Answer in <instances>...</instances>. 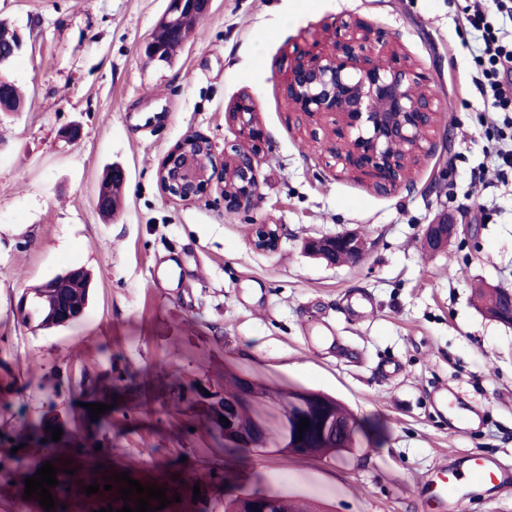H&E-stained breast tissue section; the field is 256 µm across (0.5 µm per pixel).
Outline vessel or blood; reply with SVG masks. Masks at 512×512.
Returning a JSON list of instances; mask_svg holds the SVG:
<instances>
[{
  "instance_id": "b4317fda",
  "label": "vessel or blood",
  "mask_w": 512,
  "mask_h": 512,
  "mask_svg": "<svg viewBox=\"0 0 512 512\" xmlns=\"http://www.w3.org/2000/svg\"><path fill=\"white\" fill-rule=\"evenodd\" d=\"M476 482L500 489L512 486V467L480 454L470 455L466 471L441 465L433 477L425 482V491L434 498L440 508H447L448 500L461 488L465 482Z\"/></svg>"
}]
</instances>
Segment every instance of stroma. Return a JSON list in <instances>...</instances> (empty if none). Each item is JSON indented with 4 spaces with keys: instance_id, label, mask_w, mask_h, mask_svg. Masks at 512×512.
Wrapping results in <instances>:
<instances>
[{
    "instance_id": "stroma-1",
    "label": "stroma",
    "mask_w": 512,
    "mask_h": 512,
    "mask_svg": "<svg viewBox=\"0 0 512 512\" xmlns=\"http://www.w3.org/2000/svg\"><path fill=\"white\" fill-rule=\"evenodd\" d=\"M470 3L211 0L163 66L143 46L169 0H0V20L24 41L6 71L24 109L0 112V449L59 420L62 453L78 465L69 512L86 486L122 471L165 488L174 501L163 512H224L242 490L319 512H436L420 488L439 463L481 453L512 464V326L473 296L484 282L512 289V179L494 175L481 125ZM355 21L430 76L437 109L425 154L388 193L344 173L333 119L302 122L284 90L298 52ZM245 93L264 131L253 207L226 212L214 190L169 200L161 159L191 133L223 155L238 140L226 111ZM73 123L83 136L68 144L59 134ZM111 164L126 178L106 220L94 199ZM481 165L485 183L471 184ZM443 212L460 230L447 249L424 250L423 229ZM258 224L280 226L276 252L251 245ZM343 231L364 239L359 261L333 267L303 249ZM169 257L182 259V281L155 276ZM73 267L92 276L78 321L40 329L18 313L23 293ZM228 364L343 402L359 426L355 450H212L210 414L189 389ZM444 388L461 407L452 420L435 409ZM91 403L109 407L106 435L83 425ZM90 455L97 470L81 465ZM209 468L213 482L194 495ZM455 512H512V487L469 485Z\"/></svg>"
}]
</instances>
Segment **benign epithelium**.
Segmentation results:
<instances>
[{
	"mask_svg": "<svg viewBox=\"0 0 512 512\" xmlns=\"http://www.w3.org/2000/svg\"><path fill=\"white\" fill-rule=\"evenodd\" d=\"M211 0H169L161 24L176 33L189 24L205 18ZM21 36L15 43L0 50V70L7 68L22 51ZM429 77L417 70L409 58L394 48H388L372 29L362 22L336 27L328 41L317 51L295 57L285 84L288 101L302 116L314 120L330 116L348 133L345 143L336 148V160L343 170L363 175L382 192L396 189L405 177L404 162L423 152L426 131L434 125L436 109L430 95L424 92ZM10 82L0 79V112H17L22 104L7 96ZM229 121L238 126L240 137L249 144L236 149L237 163L232 169L224 167L211 141L199 134H189L170 149L159 164L158 183L163 192L175 202H190L216 187L228 212L250 209L259 188L260 149L263 131L254 118V106L247 96L238 98L228 109ZM210 154L211 164L204 170L199 155ZM277 224H258L251 239L252 246L263 252H274L280 243ZM458 225L443 217L428 224L424 238L433 250L443 248L455 235ZM364 240L352 233L312 240L307 249L336 264V256L349 262L360 257ZM81 269H69L46 281L51 289L69 288L78 282ZM240 392L236 401L224 402L220 397L202 399L209 411L221 409L229 420L224 428V441L230 445H247V436L236 423L241 408L254 404L250 396L251 379L238 375ZM297 402L274 398V406L283 424V435L275 452L286 455L288 445V416ZM232 500L237 512H276L279 497L276 493L260 496L239 492Z\"/></svg>",
	"mask_w": 512,
	"mask_h": 512,
	"instance_id": "obj_1",
	"label": "benign epithelium"
}]
</instances>
